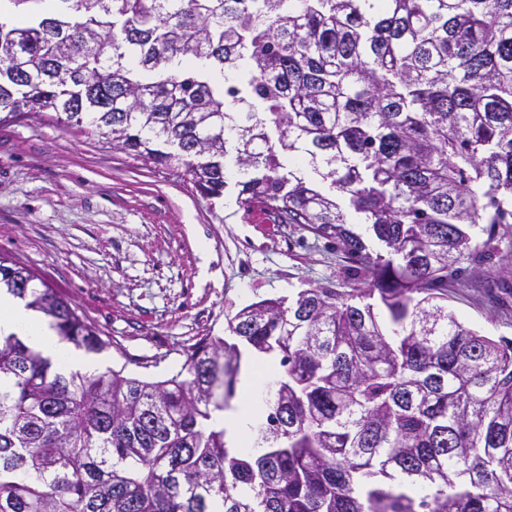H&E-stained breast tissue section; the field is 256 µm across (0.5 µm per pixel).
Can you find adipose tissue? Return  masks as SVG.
Returning a JSON list of instances; mask_svg holds the SVG:
<instances>
[{
  "instance_id": "adipose-tissue-1",
  "label": "adipose tissue",
  "mask_w": 512,
  "mask_h": 512,
  "mask_svg": "<svg viewBox=\"0 0 512 512\" xmlns=\"http://www.w3.org/2000/svg\"><path fill=\"white\" fill-rule=\"evenodd\" d=\"M10 335L22 337L31 348L64 370L90 372L95 367L92 357L75 352L58 337L51 321L41 312L28 308L22 299L1 288L0 338ZM274 369L273 359L256 358L254 370L242 384L235 409L228 413H215L210 419L211 425L225 429L228 439L236 446L252 444L250 427L263 408L260 393Z\"/></svg>"
}]
</instances>
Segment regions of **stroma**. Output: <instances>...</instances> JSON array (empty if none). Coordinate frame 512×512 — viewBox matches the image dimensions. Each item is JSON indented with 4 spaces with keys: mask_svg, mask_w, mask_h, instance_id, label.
<instances>
[{
    "mask_svg": "<svg viewBox=\"0 0 512 512\" xmlns=\"http://www.w3.org/2000/svg\"><path fill=\"white\" fill-rule=\"evenodd\" d=\"M0 253L37 273L95 325L100 368L162 379L183 347L223 335L242 307L346 278L335 244L204 196L183 168L41 115L0 123ZM502 258L467 274L450 307L512 339Z\"/></svg>",
    "mask_w": 512,
    "mask_h": 512,
    "instance_id": "35a3bbf8",
    "label": "stroma"
}]
</instances>
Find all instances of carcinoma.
Returning <instances> with one entry per match:
<instances>
[{
    "label": "carcinoma",
    "instance_id": "carcinoma-1",
    "mask_svg": "<svg viewBox=\"0 0 512 512\" xmlns=\"http://www.w3.org/2000/svg\"><path fill=\"white\" fill-rule=\"evenodd\" d=\"M9 0L0 112L53 113L341 251L181 369L64 372L0 341V512H512V340L448 307L512 224V0ZM0 254L61 340L109 346ZM245 346L281 378L228 448Z\"/></svg>",
    "mask_w": 512,
    "mask_h": 512
}]
</instances>
